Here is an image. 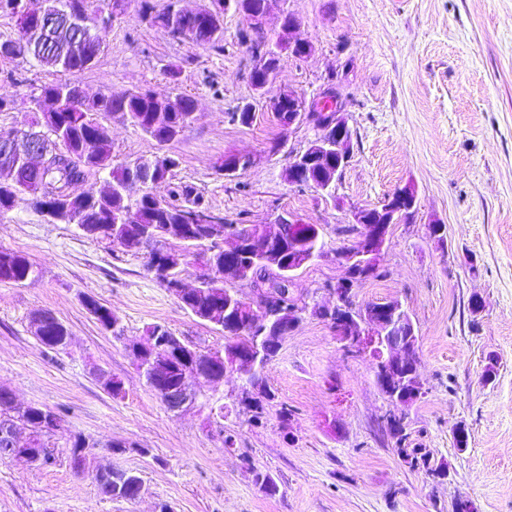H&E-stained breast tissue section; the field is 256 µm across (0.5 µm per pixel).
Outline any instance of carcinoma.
<instances>
[{"label": "carcinoma", "instance_id": "carcinoma-1", "mask_svg": "<svg viewBox=\"0 0 512 512\" xmlns=\"http://www.w3.org/2000/svg\"><path fill=\"white\" fill-rule=\"evenodd\" d=\"M127 9L128 0H50V12L55 16L53 24L36 42L24 41V25L29 15L20 10V0H0V14L16 19V36L0 38V62L18 56L29 55L40 64L56 69L59 77L41 86L40 92L53 93L63 99L64 108L59 112H45L34 116L27 129V138L44 151L42 159L24 169L18 179L10 184H0V215L5 214L20 201H26L37 213H42L46 201L36 193L40 186L56 185L60 188L85 182L93 172L108 174L107 186L96 191L86 190L74 195L68 217L61 223L68 224L75 215L81 216L80 225L86 228L84 235L98 243L112 245V226L123 225L126 235L135 239L148 233L153 245L147 258L146 270L166 288L186 271L194 249L201 246L198 236L182 234L174 236L170 226L188 223V215L194 211H207L196 188L190 184L173 182V173L180 164L179 158L170 160L169 166L158 165L148 158L112 165V139L104 120L118 116L159 143L177 141L191 124L195 109L194 99L173 92L160 97L149 89L137 88L121 94L112 91L94 96L89 103L72 105L73 87L77 76L94 67L104 49L109 26H97L94 19L105 9L107 2ZM141 20L152 26L167 28L173 37L187 39L199 46L215 49L224 47V12L232 9L248 17L260 15L265 0H220L222 7L215 9L204 5L188 16L176 7V0H168L161 9L151 0H137ZM239 41L249 51L261 52L259 64L253 67L250 83L253 88L262 87L267 75L278 69L280 53L285 45L272 47L257 22L239 33ZM39 275L36 266L25 256L0 249V283L23 284ZM203 298L211 300L214 308L208 324L232 339L225 345L246 350L253 349L257 336L245 324L242 310H224V278L213 276L203 282ZM86 302L94 306V316L102 329L116 332L119 317L112 309L92 296ZM68 328L59 320L45 321L39 341L51 350L67 347ZM279 349L269 344L258 358L252 383L259 384L264 371L275 360ZM275 394L267 389L263 395L247 403L240 401V413L254 427L264 424ZM51 416L56 425L61 417L54 411L38 405H30L21 414L37 431L36 445L49 447L50 432L42 430L45 416ZM384 427L400 433L398 455L404 458L409 469L424 470L433 476L440 466L432 462L430 453L419 447H409L407 423L400 420L391 424L383 417ZM88 445L78 433L70 443V460L74 469L83 470L84 461L80 449ZM101 495L110 499L134 501L142 487L137 474L114 468L110 474L94 476Z\"/></svg>", "mask_w": 512, "mask_h": 512}]
</instances>
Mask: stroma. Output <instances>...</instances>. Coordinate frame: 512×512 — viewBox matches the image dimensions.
<instances>
[{"label":"stroma","mask_w":512,"mask_h":512,"mask_svg":"<svg viewBox=\"0 0 512 512\" xmlns=\"http://www.w3.org/2000/svg\"><path fill=\"white\" fill-rule=\"evenodd\" d=\"M299 21L284 32L281 16ZM247 23L224 15V47L174 39L142 22L137 4L112 25L106 46L79 82L91 95L173 88L196 103L194 119L171 144L180 165L175 179L194 186L226 222L266 224L290 216L323 229L326 249L341 246L350 206H380L404 185L417 191L412 223L395 226L382 264L386 277L363 281L359 303L400 302L419 336L425 393L409 410L414 443L446 466L444 482L412 471L398 457L382 415L391 407L375 378L374 361L344 351L330 326L306 317L283 341L264 380L277 402L293 411L289 428L276 413L253 427L232 397L238 376L191 380L196 402L168 411L146 385L130 346L147 326L162 323L203 350L223 349L222 332L184 310L145 267L144 255L116 253L72 224H50L25 203L0 217V248L18 252L38 269L36 281L0 283V388L19 405L58 412L48 465L0 460V512H453L456 498L474 512H512V0H278L265 24L270 41L294 36L312 53L282 52L277 73L256 93L250 55L238 36ZM180 69L178 81L166 65ZM0 76V96L17 101L0 112V126L21 127L25 106L53 70L26 56ZM342 77L354 153L322 199L286 176L287 149H306L307 125L290 135L271 120L260 98L293 89L316 96ZM255 106L251 125L229 124L226 113ZM112 159L120 164L165 148L129 123H108ZM287 148L270 154L274 139ZM228 154H254L245 174L225 178ZM445 239L428 238L431 222ZM334 262L317 259L293 280L307 303L330 301L341 277ZM94 296L120 319L121 337L104 331L84 306ZM483 307L472 310V297ZM46 310L71 334L66 349L40 343L30 327ZM496 356L493 382L482 379ZM122 381L105 390L99 372ZM465 427L458 449L453 431ZM93 442L90 468L76 471L68 442ZM236 448L224 449L226 434ZM124 445L116 454L112 445ZM137 472L145 491L129 502L102 496L93 478L101 468ZM271 475L279 491L265 495L253 470Z\"/></svg>","instance_id":"stroma-1"}]
</instances>
